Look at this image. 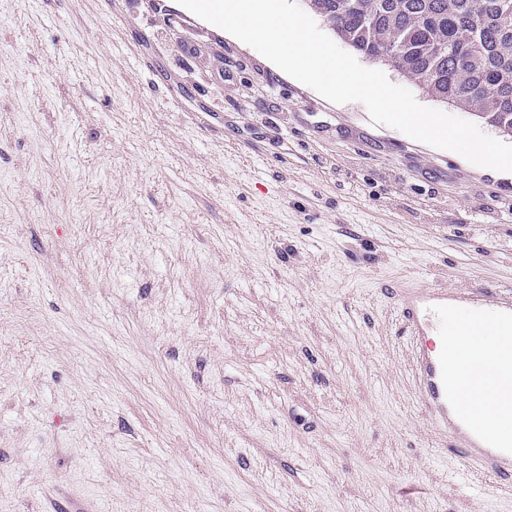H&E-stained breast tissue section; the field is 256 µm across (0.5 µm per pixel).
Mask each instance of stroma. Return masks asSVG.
Masks as SVG:
<instances>
[{
	"label": "stroma",
	"mask_w": 512,
	"mask_h": 512,
	"mask_svg": "<svg viewBox=\"0 0 512 512\" xmlns=\"http://www.w3.org/2000/svg\"><path fill=\"white\" fill-rule=\"evenodd\" d=\"M512 286V179L176 0H0V512H512L394 292Z\"/></svg>",
	"instance_id": "obj_1"
}]
</instances>
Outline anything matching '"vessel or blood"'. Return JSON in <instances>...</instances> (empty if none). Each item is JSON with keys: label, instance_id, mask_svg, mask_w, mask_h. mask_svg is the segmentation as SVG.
Returning a JSON list of instances; mask_svg holds the SVG:
<instances>
[{"label": "vessel or blood", "instance_id": "b4317fda", "mask_svg": "<svg viewBox=\"0 0 512 512\" xmlns=\"http://www.w3.org/2000/svg\"><path fill=\"white\" fill-rule=\"evenodd\" d=\"M461 304L472 308V328L490 327L512 334V292L473 288L452 294L437 285L405 289L399 309L415 346L413 377L419 403L440 434L453 440V449L466 469L511 478L512 435L479 419L462 395L485 363L512 368V353L475 356L466 352L450 316Z\"/></svg>", "mask_w": 512, "mask_h": 512}]
</instances>
